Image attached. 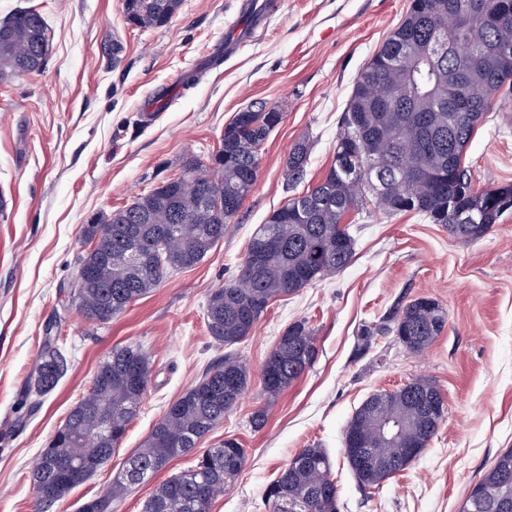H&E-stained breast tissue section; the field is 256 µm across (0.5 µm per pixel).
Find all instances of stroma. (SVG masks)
<instances>
[{
	"label": "stroma",
	"instance_id": "35a3bbf8",
	"mask_svg": "<svg viewBox=\"0 0 512 512\" xmlns=\"http://www.w3.org/2000/svg\"><path fill=\"white\" fill-rule=\"evenodd\" d=\"M408 6L278 0L260 35L218 65L213 52L237 19L234 0H182L167 26L145 30L127 21L123 0H0V20L35 9L50 39L41 72L0 81V198L9 203L0 215V512H35L37 456L100 361L127 342L154 365L140 410L109 462L50 512H77L102 496L168 407L228 353L246 361L251 381L196 450L232 438L247 461L210 512H271L268 485L312 445L331 459L338 512H459L495 456L512 448V211L475 241L409 212L350 214L355 256L347 268L271 303L238 344L220 345L207 330L209 291L238 275L253 232L294 194L289 149L309 139L303 184L325 177L356 77ZM256 102L279 106L283 120L263 144L257 181L224 238L110 324L90 327L64 304L76 286L83 224L177 177L187 157L208 161L225 125ZM463 163L475 188L512 184V98L486 113ZM421 297L439 302L448 320L417 354L379 328ZM299 320L316 331L317 357L266 399L262 366ZM48 332L69 368L27 415L18 402ZM416 377L439 387L445 419L405 471L361 490L344 458V429L371 393ZM261 408L267 419L257 429L251 418ZM192 461L172 459L112 512H142L154 488Z\"/></svg>",
	"mask_w": 512,
	"mask_h": 512
}]
</instances>
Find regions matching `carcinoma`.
Returning a JSON list of instances; mask_svg holds the SVG:
<instances>
[{"mask_svg":"<svg viewBox=\"0 0 512 512\" xmlns=\"http://www.w3.org/2000/svg\"><path fill=\"white\" fill-rule=\"evenodd\" d=\"M127 20L141 28L164 27L181 0H124ZM49 51L43 16L15 12L0 23V78L42 70ZM512 95V0H411L401 23L359 73L336 137L334 162L315 186L288 199L252 235L248 247L265 244L257 266L243 258L238 276L212 289L206 302L210 336L224 346L249 337L274 300L345 269L355 239L344 224L351 212L372 204L395 215L411 212L443 225L456 238L473 241L512 209V185L476 189L463 155L485 114L497 99ZM275 106L250 105L224 127L219 150L204 164L190 157L181 184L164 181L131 204L83 225L91 247L77 257V288L67 295L94 327L105 326L137 298L157 287L172 270L193 267L224 238L229 223L251 192L259 150L282 122ZM309 141L288 154V184L304 179ZM220 197L202 201L203 191ZM86 270L92 276L80 279ZM447 313L438 303L407 304L381 332L420 353L440 335ZM265 365L277 379L262 380L263 392L279 396L311 366L316 335L304 320L288 326ZM67 372L58 337L46 329L33 380L19 408H36ZM148 354L136 343L112 347L91 386L70 410L46 448L41 469L31 472L38 512H48L75 485L59 469L62 457L104 465L125 436L153 377ZM250 372L227 354L169 407L151 434L125 462L90 512H110L112 501L196 448L224 422L249 385ZM442 398L438 386L416 378L387 394L386 409L401 426L392 443L380 440L374 417L362 411L344 437L360 438L371 449L357 476L359 486L377 488L410 465L409 450L429 446L444 421L424 402ZM246 451L234 439L207 449L191 466L159 484L143 512H209L216 492L242 472ZM512 502V448L501 452L472 487L460 512H503ZM272 512H338L331 462L322 448H303L266 489Z\"/></svg>","mask_w":512,"mask_h":512,"instance_id":"carcinoma-1","label":"carcinoma"}]
</instances>
